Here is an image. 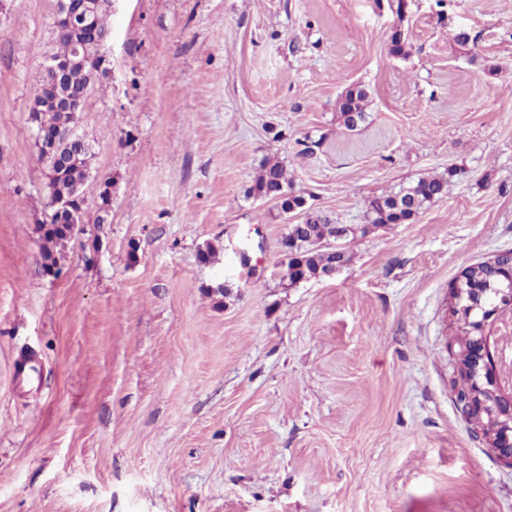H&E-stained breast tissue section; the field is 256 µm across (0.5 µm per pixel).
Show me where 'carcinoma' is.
I'll return each mask as SVG.
<instances>
[{"label": "carcinoma", "instance_id": "obj_1", "mask_svg": "<svg viewBox=\"0 0 512 512\" xmlns=\"http://www.w3.org/2000/svg\"><path fill=\"white\" fill-rule=\"evenodd\" d=\"M72 54V40L67 34L54 37L52 55L55 58H66ZM82 61L73 64L59 79L58 95L50 99H34L32 116L49 125H65L73 120L70 113L63 111L62 102L74 92L84 89L91 90L101 83L99 70V45L91 40L83 41ZM365 95L360 90L349 89L339 99V110L348 128L355 127L357 120L362 118ZM39 158L54 172L47 184L50 199H61L70 194L74 185L83 182L89 167V151L70 149L65 156L56 160L39 154ZM448 181L443 177L429 176L419 179L416 183L401 189L394 195L377 197L370 202L372 214L371 225L404 224L412 220L429 203L440 199ZM288 172L278 161L263 163L255 180L253 193L277 201L280 209L288 212L303 206V199L288 192ZM77 225L62 224L53 207H48L44 219L38 224V230L44 241L45 267L50 269L56 265L54 250L66 243L64 233H74ZM354 235V231L344 224H337L327 216L309 215L303 224L288 225V241L291 247L286 261L282 262L281 279L292 286L312 278H325L333 268H341L350 259L346 250L339 254L327 252L326 247L341 243ZM512 270V251H505L494 258L470 265L456 278V284L462 287L480 286L489 289V297H495V290L512 289V281L504 277L506 271ZM455 335L453 343L457 350L454 356L453 371L457 372L462 381L460 393L468 389L469 374L467 360L463 358V349L468 325L458 320L454 323Z\"/></svg>", "mask_w": 512, "mask_h": 512}]
</instances>
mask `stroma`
<instances>
[{"mask_svg": "<svg viewBox=\"0 0 512 512\" xmlns=\"http://www.w3.org/2000/svg\"><path fill=\"white\" fill-rule=\"evenodd\" d=\"M56 10L0 17V512H512L455 402L448 311L512 250V0H115L75 126L85 232L49 271L31 109ZM267 158L303 208L252 196ZM425 175L441 199L282 285L288 225H368ZM365 95L360 90L349 89L339 99V110L344 118V124L347 128H354L357 119L364 115L363 102Z\"/></svg>", "mask_w": 512, "mask_h": 512, "instance_id": "stroma-1", "label": "stroma"}]
</instances>
